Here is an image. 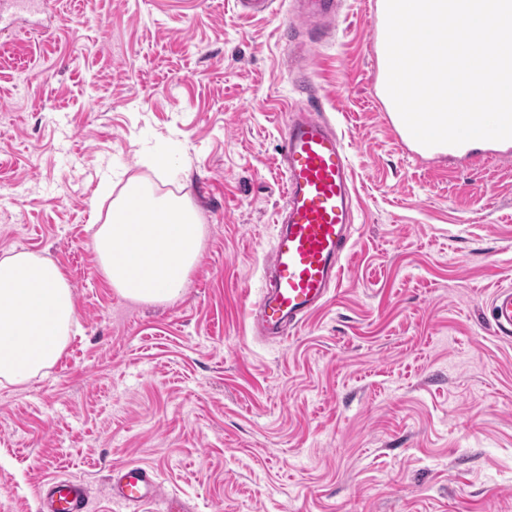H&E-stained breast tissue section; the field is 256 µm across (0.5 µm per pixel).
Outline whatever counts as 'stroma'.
I'll list each match as a JSON object with an SVG mask.
<instances>
[{
    "mask_svg": "<svg viewBox=\"0 0 512 512\" xmlns=\"http://www.w3.org/2000/svg\"><path fill=\"white\" fill-rule=\"evenodd\" d=\"M45 0L0 37V257L61 266L80 332L0 385V512L77 478L127 512L113 467L153 468L196 512H512V161L408 157L372 77L371 0H348L314 55L349 145L356 230L341 281L280 341L247 307L282 204L286 0ZM183 196L205 226L179 299L118 295L90 248L105 174ZM512 287L500 288L490 303L491 316L498 332L512 335Z\"/></svg>",
    "mask_w": 512,
    "mask_h": 512,
    "instance_id": "35a3bbf8",
    "label": "stroma"
}]
</instances>
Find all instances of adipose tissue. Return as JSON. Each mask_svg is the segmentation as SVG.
Masks as SVG:
<instances>
[{"instance_id": "1", "label": "adipose tissue", "mask_w": 512, "mask_h": 512, "mask_svg": "<svg viewBox=\"0 0 512 512\" xmlns=\"http://www.w3.org/2000/svg\"><path fill=\"white\" fill-rule=\"evenodd\" d=\"M91 247L107 283L122 297L170 303L183 293L205 227L176 196H155L139 176L126 179ZM137 250H129L128 242ZM77 325L72 285L53 260L32 252L0 258V384L23 385L61 355Z\"/></svg>"}]
</instances>
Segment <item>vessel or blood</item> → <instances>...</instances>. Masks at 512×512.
I'll return each mask as SVG.
<instances>
[{
	"label": "vessel or blood",
	"instance_id": "vessel-or-blood-1",
	"mask_svg": "<svg viewBox=\"0 0 512 512\" xmlns=\"http://www.w3.org/2000/svg\"><path fill=\"white\" fill-rule=\"evenodd\" d=\"M294 18L285 34H308L319 45L330 33L340 0H292ZM409 155L445 159L472 167L486 159L512 158V139L439 145L430 150L408 147ZM279 163L283 172V205L277 212V233L267 259L269 279L249 304L258 333L283 336L300 327L319 309L351 249L354 231L350 154L342 134L323 115L317 99L295 106L280 132ZM501 335H512V289H499L490 303ZM112 495L129 506L157 502L165 512H193L185 500L165 493L157 472L125 465L112 471ZM39 512H89L86 485L78 480H50L39 497Z\"/></svg>",
	"mask_w": 512,
	"mask_h": 512
}]
</instances>
